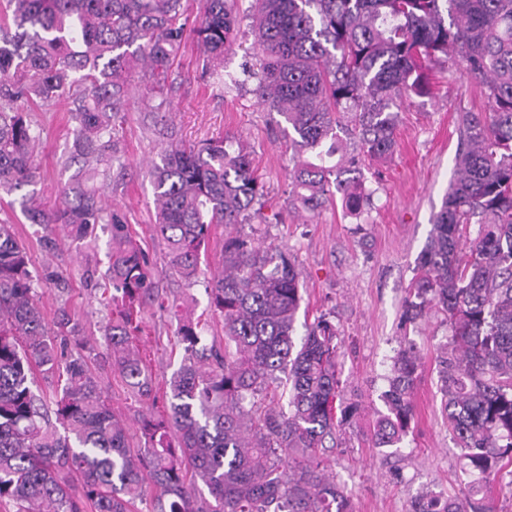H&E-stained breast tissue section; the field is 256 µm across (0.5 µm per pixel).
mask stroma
Instances as JSON below:
<instances>
[{"label": "stroma", "instance_id": "obj_1", "mask_svg": "<svg viewBox=\"0 0 512 512\" xmlns=\"http://www.w3.org/2000/svg\"><path fill=\"white\" fill-rule=\"evenodd\" d=\"M251 0H239L242 20L232 48L224 55V71L232 80L218 85L200 79V51L186 41L178 52L170 80L174 131L178 140L193 143L228 136L249 147L257 175L266 185L265 203L242 225L244 234L264 247H287L301 273V294L311 316L331 314L339 331V379L344 404L360 410L336 435L328 449L329 472L351 498L353 512H408L411 499L429 492L461 495L463 452L448 429L439 390L438 358L448 341V326L437 312L414 322L402 318L418 259L433 228V216L455 174L459 142L458 114L487 107L478 83L439 74L431 95L404 100L398 118V148L388 158L362 168L370 195L360 217L342 206L312 216L288 200L292 152L285 122L254 95L250 70L258 54ZM41 124L36 161L43 175V194L54 200L69 174L59 161L70 150L72 125L66 113L49 107L38 113ZM122 171L113 173L105 192L123 210L141 246L158 271L160 296L176 301L191 316H205V338L223 339L222 318L209 310L206 284L218 268L223 227H215L206 263L195 284H187L169 268L164 246L152 235L155 219L153 187L147 165L165 144L152 114L144 112L137 87H130L125 112L117 122ZM11 221L28 248L36 268L50 267L65 276L67 290L44 284L42 305L47 315L66 311L87 329L90 343L100 347V379L115 417L130 443L142 447L141 425L146 406L132 400L113 374L99 332L110 312L94 297L106 268L109 234L98 228L95 247L66 241L55 250L39 242L19 205L0 208V220ZM175 326L168 316L150 317L140 338L142 356L157 382L169 379L180 365L174 354ZM422 357L414 390L415 415L404 440L394 448L374 447L369 427L375 412L384 410L393 359L408 345Z\"/></svg>", "mask_w": 512, "mask_h": 512}]
</instances>
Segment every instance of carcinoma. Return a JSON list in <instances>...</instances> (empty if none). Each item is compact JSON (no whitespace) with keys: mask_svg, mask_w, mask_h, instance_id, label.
<instances>
[{"mask_svg":"<svg viewBox=\"0 0 512 512\" xmlns=\"http://www.w3.org/2000/svg\"><path fill=\"white\" fill-rule=\"evenodd\" d=\"M253 17L255 93L288 125L290 197L307 211L338 193L347 209L362 208L361 166L394 154V109L430 90L434 65L448 61L483 87L489 109L460 113L456 176L403 319L434 310L448 323L439 378L469 479L465 498L429 493L409 512H496L492 487H512V0H254ZM237 24L235 0H202L193 21L182 0H5L0 191L20 194L28 223L58 226L75 241L108 226L99 290L112 314L104 328L112 371L156 410L141 427L144 447H131L84 328L63 312L45 317L40 280L67 282L32 269L13 225L0 221V502L19 512H135L149 481L156 493L146 512H351L321 454L358 410L338 404L336 324L320 314L295 345V264L237 229L264 196L251 152L227 137L176 141L168 123V80L186 34L203 49L202 73L222 82ZM135 73L145 81L142 104L169 138L150 171L153 232L180 278L196 281L212 229L224 225L222 265L207 285L224 320L222 346L204 343L201 321L154 293L155 268L126 214L94 186L117 159L115 120ZM49 103L64 104L73 123L62 167L80 163L53 203L35 164L36 113ZM150 310L173 315L183 349L161 389L137 347ZM421 367L416 346L398 352L386 411L372 422L375 447L407 436ZM37 370L60 386L50 404L33 389ZM282 373L286 407L277 408L267 398Z\"/></svg>","mask_w":512,"mask_h":512,"instance_id":"cac0c4a2","label":"carcinoma"}]
</instances>
